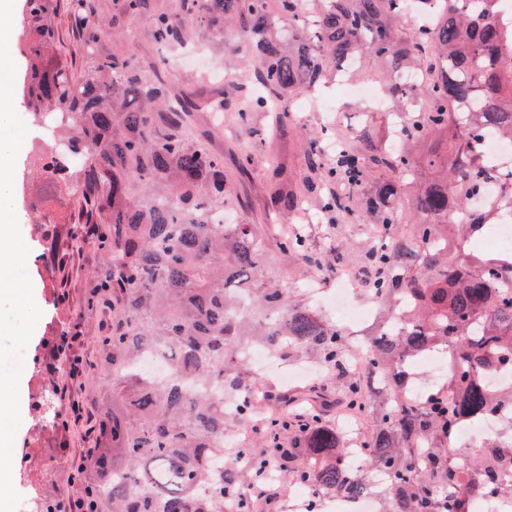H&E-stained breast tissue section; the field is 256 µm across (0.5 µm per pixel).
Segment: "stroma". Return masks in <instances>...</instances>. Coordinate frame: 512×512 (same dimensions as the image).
<instances>
[{"mask_svg":"<svg viewBox=\"0 0 512 512\" xmlns=\"http://www.w3.org/2000/svg\"><path fill=\"white\" fill-rule=\"evenodd\" d=\"M150 4V12L119 16L116 32L105 35L102 50L117 47L139 62L158 56L151 38L152 15L179 10L180 0H150ZM189 42L198 58L185 60L179 51H170L168 65L158 70L157 76L192 103L185 134L224 158V177L237 197L228 210V223L254 225L269 274L301 304L336 321L335 311L314 300L306 284L316 278L328 289L334 287L338 273L357 269L355 257L372 244L373 226L365 212L337 219L321 209L326 189L299 141L300 132H322L317 113L306 109L301 94L279 99L276 112L250 111L257 83L241 79L238 68L250 60L252 51L236 31L200 28L190 35ZM322 94L340 113L338 132L351 134L368 121L381 136H388L385 112L362 111L337 98L332 83ZM15 182L16 216L30 255L26 271L42 316L26 346L27 359L19 380L21 423L13 441L12 483L22 499L35 495L67 505L82 491L80 484L71 480V473L88 449L106 445L96 427L112 394V378L99 360L108 313L102 307L87 311L83 304L85 280L100 266L101 258L92 246L76 249L67 242L74 200L64 186L43 183L29 153H22L16 165ZM34 195L50 213V222H42L33 211L30 198ZM291 197L301 201V211L289 208ZM297 226L306 240L303 256L282 247L284 236ZM65 253L70 256L71 270L64 279L56 267ZM73 326L79 330L73 349L84 365L78 375L72 374L69 360L52 350L55 337ZM248 374L262 385L256 414L243 425L227 419L225 428L243 447H268L266 421L295 413L318 415L323 423L336 427L352 447L372 431L369 413L350 410L344 399L349 373L330 378L319 374L288 388L256 366H249ZM48 387L55 392V408L65 414L67 426L57 427L40 417L37 398Z\"/></svg>","mask_w":512,"mask_h":512,"instance_id":"stroma-1","label":"stroma"}]
</instances>
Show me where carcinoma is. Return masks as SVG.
Returning a JSON list of instances; mask_svg holds the SVG:
<instances>
[{
    "label": "carcinoma",
    "instance_id": "cac0c4a2",
    "mask_svg": "<svg viewBox=\"0 0 512 512\" xmlns=\"http://www.w3.org/2000/svg\"><path fill=\"white\" fill-rule=\"evenodd\" d=\"M182 2L178 14L153 16L157 45L180 46L202 26H234L253 47L251 75L273 98L310 94L331 68L362 57L382 68V88L394 102L422 98L407 113L397 148L379 146L375 127L364 124L327 159L318 138L302 135L321 179L336 186L323 208L358 207L377 226L382 243L364 254L370 294L411 298L402 333L381 327L367 338L366 377L403 399L380 407L360 449L388 477L387 512H468L464 499L448 500L458 487L512 497V484L497 479L501 465L512 463V445L455 464L446 444L459 426L512 406V386L487 383L495 363L512 361V254L485 261L469 252L490 219L512 210V170L496 171L478 155L490 132L512 140V20L502 19V0H412L419 11L438 13L412 35L397 26L406 0ZM115 6L132 16L149 0ZM63 8L78 19L76 65L46 57ZM295 25L302 36L277 34ZM111 27L89 0H25L20 35L30 62L24 100L69 152L83 153L77 168L60 155L44 171L77 193L70 238L104 259L88 305L110 312L100 360L112 373V406L99 427L112 454L76 472L89 512H222L221 501L235 499L236 512H254L237 485L259 473L319 493L361 494L362 474L343 461L322 464L349 449L317 417L278 421L295 430L297 447L224 453V399L236 405L231 415L240 423L256 409L259 385L242 364L247 345L261 343L284 361L311 356L330 377L344 369L352 340L265 273L252 225L213 222L234 202L223 157L183 135L187 100L172 103L167 86L132 58L99 51ZM431 67L427 86L397 80ZM423 167L434 176L422 178ZM489 180L501 183V196L471 208ZM409 186L425 222L406 236L396 207ZM429 351L448 355L445 388L432 400L411 399L406 367ZM145 356L162 361L172 379L136 372ZM213 384L224 399L214 397ZM348 398L366 407L369 384L351 378Z\"/></svg>",
    "mask_w": 512,
    "mask_h": 512
}]
</instances>
